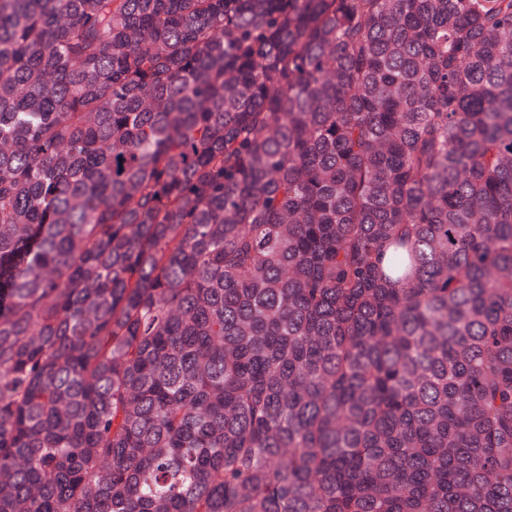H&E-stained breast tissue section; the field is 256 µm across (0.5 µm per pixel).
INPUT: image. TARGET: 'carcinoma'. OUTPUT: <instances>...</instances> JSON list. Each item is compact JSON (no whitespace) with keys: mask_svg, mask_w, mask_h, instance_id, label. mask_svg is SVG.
<instances>
[{"mask_svg":"<svg viewBox=\"0 0 512 512\" xmlns=\"http://www.w3.org/2000/svg\"><path fill=\"white\" fill-rule=\"evenodd\" d=\"M0 512H512V0H0Z\"/></svg>","mask_w":512,"mask_h":512,"instance_id":"obj_1","label":"carcinoma"}]
</instances>
